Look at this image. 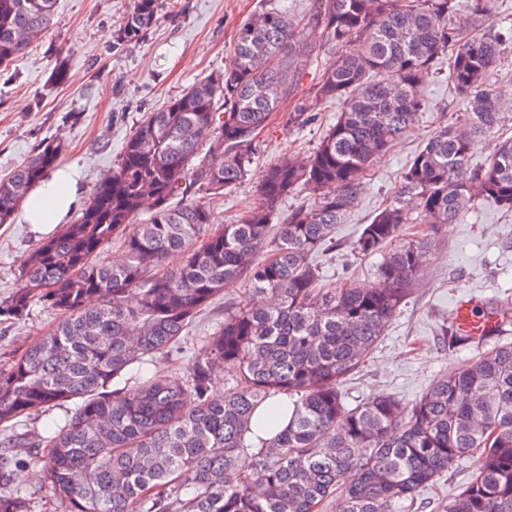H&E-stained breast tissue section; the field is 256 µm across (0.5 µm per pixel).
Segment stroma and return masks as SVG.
<instances>
[{"label":"stroma","instance_id":"obj_1","mask_svg":"<svg viewBox=\"0 0 512 512\" xmlns=\"http://www.w3.org/2000/svg\"><path fill=\"white\" fill-rule=\"evenodd\" d=\"M257 0H178L158 25L139 42L118 43L132 0H57L49 31L7 68H0V178L34 154L45 142L60 138L67 145L62 162L77 165L85 192H93L103 174L115 166L125 141L141 120L166 106L195 80L227 68L240 22ZM69 69L68 82L57 84L58 62ZM428 107L414 127L369 167L366 184L342 224L334 249L318 253L323 282L329 288L375 279L380 256L362 257L352 250L364 224L397 195L401 175L413 155L439 126L453 121L463 99L447 73L424 85ZM340 110L332 101L320 107L311 123L292 127L280 112L267 128L255 158V170L282 153H309L320 143ZM47 231L14 214L0 226V302L19 286L17 267L28 251L47 238ZM247 280L236 281L196 320L182 351L153 357L151 370H185L204 336L224 319V304L246 294ZM512 293V212L484 202L457 223L441 225L422 275L407 292L377 346L340 389L347 406L377 394L415 402L434 379L474 357L467 345L443 342L441 328L450 324L452 303L461 294L478 307L496 304ZM57 318L33 307L20 320L0 317V369L7 368L28 346L47 335ZM472 459L460 460L449 472L402 501L393 512H440L469 481Z\"/></svg>","mask_w":512,"mask_h":512}]
</instances>
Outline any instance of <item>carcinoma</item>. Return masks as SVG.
<instances>
[{
  "label": "carcinoma",
  "mask_w": 512,
  "mask_h": 512,
  "mask_svg": "<svg viewBox=\"0 0 512 512\" xmlns=\"http://www.w3.org/2000/svg\"><path fill=\"white\" fill-rule=\"evenodd\" d=\"M56 0H0V67L51 25ZM497 0H316L313 39L278 0H259L239 24L233 66L192 84L130 133L121 158L71 224L27 253L20 287L0 304L17 319L40 306L57 325L0 370V512H31L16 470L42 464L62 512H393L462 458L468 485L441 512H512V342L497 341L437 378L407 406L378 395L348 410L340 383L383 334L429 256L438 225L482 201L512 211V136L474 168L478 139L500 131L507 97L490 72L512 47V23L471 34ZM164 0H133L117 38L135 42L164 17ZM327 56L310 96L300 78ZM448 60L465 108L410 160L399 196L352 244L380 253L376 281L323 288L313 256L364 186L370 162L426 108L425 82ZM342 110L304 157L285 153L257 177L258 203L225 224L213 202L247 181L260 134L288 106L302 127L319 106ZM46 142L0 179V224L63 155ZM308 198L272 223L295 188ZM144 212L146 220L140 219ZM427 225L406 240L408 224ZM115 241L119 265L100 260ZM182 255L175 268L168 258ZM249 293L224 307L182 374L148 359L179 345L224 289ZM229 370L232 387L211 379ZM73 404L67 421L32 442L22 419ZM268 438L254 441L252 427Z\"/></svg>",
  "instance_id": "carcinoma-1"
}]
</instances>
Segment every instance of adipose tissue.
Returning a JSON list of instances; mask_svg holds the SVG:
<instances>
[{
  "label": "adipose tissue",
  "instance_id": "1",
  "mask_svg": "<svg viewBox=\"0 0 512 512\" xmlns=\"http://www.w3.org/2000/svg\"><path fill=\"white\" fill-rule=\"evenodd\" d=\"M25 207L27 223L48 226L61 223L82 201L77 166L71 165L46 175L31 193Z\"/></svg>",
  "mask_w": 512,
  "mask_h": 512
}]
</instances>
